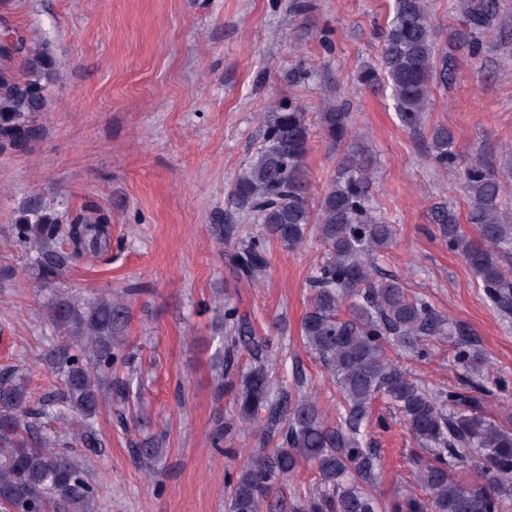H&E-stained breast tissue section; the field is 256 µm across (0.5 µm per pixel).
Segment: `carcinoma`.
I'll return each mask as SVG.
<instances>
[{
  "label": "carcinoma",
  "instance_id": "cac0c4a2",
  "mask_svg": "<svg viewBox=\"0 0 512 512\" xmlns=\"http://www.w3.org/2000/svg\"><path fill=\"white\" fill-rule=\"evenodd\" d=\"M464 21L448 29L439 49L429 0H395L393 17L382 35L381 66L361 76L371 88L390 90L401 123L419 128L435 82H448L454 53L476 57L480 34L492 28L497 0H462ZM15 53L0 57V151L26 152L40 137L35 124L48 104L57 61L46 45L32 47L16 37ZM261 145L227 192L224 241L237 243L233 276L255 281L268 265L265 242L274 237L294 249L315 226L324 255L311 279L313 294L301 323L305 345L336 371L340 400L336 417L302 390L274 393L272 364L279 352L268 336H258L247 314L224 301V336L213 370L214 394H230L235 419L216 420L212 443L220 446L238 426L260 428L262 448L254 452L228 483L229 512H288L272 500L303 463L315 465L327 491L307 501L308 512H384L370 490L376 451L364 446V428L379 396L397 409L413 438L430 455L416 476L424 495L409 494L397 512H505L512 500V430L484 412V358L469 349L466 332L456 331L464 365L480 375L456 390L432 391L420 384L389 350L398 346L428 354V338L446 334L448 319L422 295L397 278L374 279V257L395 239V226L376 215L369 194L368 150L355 140L349 113L328 105L316 124L333 145L341 147L336 173L317 207L309 200L305 162L312 135L306 107L288 100L262 116ZM453 133L437 127L432 158L441 169L455 160ZM467 198L462 227L446 203L435 204L430 223L437 226L448 250L459 254L478 278V286L505 318L512 316V211L506 187L512 166L478 157L459 177ZM249 214L262 233L240 236V215ZM109 216L86 208L65 224L49 215L32 214L16 224L17 242L36 249V275L57 279L86 250L107 248L103 225ZM71 243V252L56 249ZM48 311L65 336L51 346L45 361L62 384L59 396L31 400L26 386L0 373V512H93L99 486L83 456L56 450L35 435L32 421L50 415L55 405L81 420V447H100L95 422L104 405L106 375L121 358V331L129 308L103 300L82 307L68 298L51 301ZM135 458L150 469L162 454L160 442L146 438L132 444ZM479 461L468 483L454 471Z\"/></svg>",
  "mask_w": 512,
  "mask_h": 512
}]
</instances>
